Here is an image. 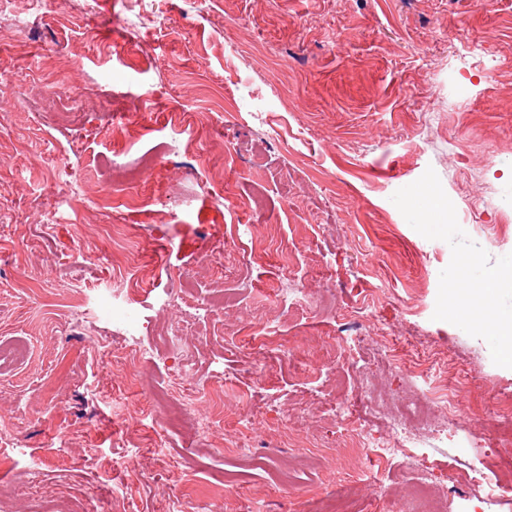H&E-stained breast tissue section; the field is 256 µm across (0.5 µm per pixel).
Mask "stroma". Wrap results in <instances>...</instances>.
<instances>
[{
  "label": "stroma",
  "instance_id": "obj_1",
  "mask_svg": "<svg viewBox=\"0 0 512 512\" xmlns=\"http://www.w3.org/2000/svg\"><path fill=\"white\" fill-rule=\"evenodd\" d=\"M22 80L97 86V106L75 125L28 111ZM1 100L0 346L26 357L0 370V512H328L346 498L412 512L410 486L388 499L360 481L374 449L307 406L310 379L340 400L361 391L371 352L337 361L327 345L355 315L372 342L427 345L437 379L480 374L457 391L460 434L482 436L481 409H512L507 341L473 309L487 286L512 309V208L493 207L512 185V0H9ZM146 154V185L108 180L112 156L137 168ZM69 182L83 206L43 224ZM256 189L261 210L244 204ZM112 222L121 244L100 230ZM219 234L229 275L201 262ZM131 254L156 290L183 292L159 324L198 311L196 438L167 416L172 362L153 332L133 367L109 320L73 321V289L111 287ZM286 265L308 294L328 284L335 312L285 300ZM227 373L219 406L209 387Z\"/></svg>",
  "mask_w": 512,
  "mask_h": 512
}]
</instances>
